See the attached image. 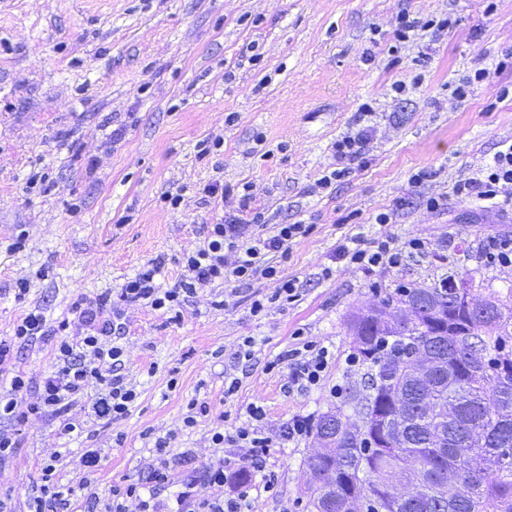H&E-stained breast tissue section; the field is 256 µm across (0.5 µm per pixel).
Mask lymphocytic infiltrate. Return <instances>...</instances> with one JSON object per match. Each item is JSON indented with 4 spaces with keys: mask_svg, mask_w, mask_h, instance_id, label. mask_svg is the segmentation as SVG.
Listing matches in <instances>:
<instances>
[{
    "mask_svg": "<svg viewBox=\"0 0 512 512\" xmlns=\"http://www.w3.org/2000/svg\"><path fill=\"white\" fill-rule=\"evenodd\" d=\"M508 184L512 185V146L495 153L476 176L458 183L456 191L480 201H492ZM264 222L262 212L252 211L249 196L241 195L238 211L223 216L219 223L211 225L203 245L183 256L185 271L174 286L165 288L158 284L157 278L163 266L151 263L129 278L117 295L107 294L92 300L78 298L72 310L82 322L84 334L74 341H60L56 367L40 383V401L28 404L26 413L22 414L17 410L18 399L30 389L31 380L24 373L15 371L13 347L15 342H24L47 332L45 316L28 313L16 324L12 339L0 340V386L5 389L4 395L0 396V417L20 424L25 421L27 414L49 412L60 418L62 434L82 433L81 424L69 419L67 412L72 398L83 394L94 384L100 387L92 405L95 416L111 421L125 417L139 394L118 372L124 355L120 343L122 304H142L167 315L170 322L178 323L182 321L185 306L195 294L197 286L229 277L245 281L258 275L279 283L270 301L283 304L295 301L298 289L294 280L282 278L279 267L269 262L267 255L271 252L287 253L291 242L309 234L312 227L299 222L281 224L274 235L266 237L259 232ZM408 248L422 251L426 243L413 239L407 248L402 249L387 240L369 246L357 238L352 244L341 245L338 255L361 268L370 269L400 265ZM267 302L254 301L252 314L262 313ZM330 359L328 348L306 341L301 347L280 353L268 363L267 368L272 371L287 367L289 386L307 390L320 386ZM247 414L249 424L231 433H213L211 440L214 447L229 445L245 449L246 454L239 458L227 456L209 465L205 472L208 483H224L246 468L261 469L276 440L290 442L303 437L310 429L309 419L298 417L292 419L280 437L275 439L262 424L265 415L262 406L250 405ZM169 482L166 462H158L151 467L145 483L113 486L105 512H125V503L130 499L138 501L141 512H150V504L144 496L146 486L157 489Z\"/></svg>",
    "mask_w": 512,
    "mask_h": 512,
    "instance_id": "lymphocytic-infiltrate-1",
    "label": "lymphocytic infiltrate"
}]
</instances>
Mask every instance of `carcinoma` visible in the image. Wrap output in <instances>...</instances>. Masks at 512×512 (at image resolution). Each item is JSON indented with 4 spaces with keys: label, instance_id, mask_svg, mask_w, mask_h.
Masks as SVG:
<instances>
[{
    "label": "carcinoma",
    "instance_id": "1",
    "mask_svg": "<svg viewBox=\"0 0 512 512\" xmlns=\"http://www.w3.org/2000/svg\"><path fill=\"white\" fill-rule=\"evenodd\" d=\"M410 302L417 321L397 330L387 309ZM484 309L456 305L451 275L388 293L350 316L365 380L348 385L356 414L374 405L369 433L346 428L344 406L318 416L324 448L306 457L309 512H512V301L489 294ZM437 361L425 378L409 355Z\"/></svg>",
    "mask_w": 512,
    "mask_h": 512
}]
</instances>
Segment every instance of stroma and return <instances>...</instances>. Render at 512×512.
I'll list each match as a JSON object with an SVG mask.
<instances>
[{"instance_id": "35a3bbf8", "label": "stroma", "mask_w": 512, "mask_h": 512, "mask_svg": "<svg viewBox=\"0 0 512 512\" xmlns=\"http://www.w3.org/2000/svg\"><path fill=\"white\" fill-rule=\"evenodd\" d=\"M405 16L418 26L401 41ZM509 52L512 0H0V338L32 311L68 320V335L79 336L77 297L117 293L158 258L172 287L183 254L238 207L232 196L220 205L203 198L213 181L249 185L264 236L281 224L313 227L287 257L268 256L295 281L296 302H271L278 281L257 276L200 286L177 324L123 305L122 373L139 394L134 407L118 421L95 419L90 387L70 410L84 427L78 438L61 434L59 418L29 417L0 464V496L13 512H30L47 467L58 485L88 488L45 512H102L112 485L145 479L162 457L171 482L155 495L156 512H177L199 493L245 495L249 512H306L300 487L312 436L271 449L262 470L221 486L203 481L225 454L211 436L244 424L253 403L274 437L294 417L336 407L330 387L367 370L345 365L348 316L398 285H430L452 269L512 295V267L488 264L482 251L488 237L512 235V200L489 207L455 191L512 145V95L502 94L512 68L498 66ZM478 69L485 78L458 97ZM363 127L362 158L320 188L337 168L336 140ZM203 140L218 149L200 155ZM34 174L41 180L32 185ZM171 193L179 207L164 204ZM431 197L440 208L428 207ZM21 233L26 246L12 251ZM353 236L428 247L367 271L336 253ZM19 279L30 282L21 302L9 293ZM264 298L266 310L252 315ZM304 339L333 360L322 386L290 393L287 369L266 365ZM58 342L17 344L16 369L41 380ZM247 342L246 363L237 354ZM229 376L239 380L231 395ZM193 398L209 411L188 426ZM88 448L103 457L90 476L77 463Z\"/></svg>"}]
</instances>
